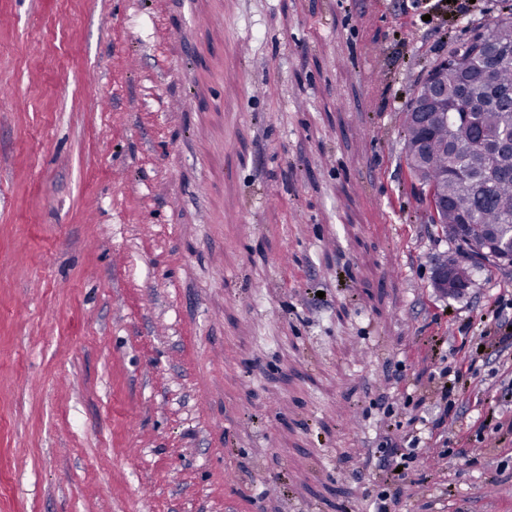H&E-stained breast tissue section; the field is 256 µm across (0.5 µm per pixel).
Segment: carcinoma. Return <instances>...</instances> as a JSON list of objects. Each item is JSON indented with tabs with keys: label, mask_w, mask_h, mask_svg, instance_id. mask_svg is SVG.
Listing matches in <instances>:
<instances>
[{
	"label": "carcinoma",
	"mask_w": 512,
	"mask_h": 512,
	"mask_svg": "<svg viewBox=\"0 0 512 512\" xmlns=\"http://www.w3.org/2000/svg\"><path fill=\"white\" fill-rule=\"evenodd\" d=\"M472 61L461 67L443 59L433 67L436 84H445L448 96L474 95L477 104L448 116L431 117V129L405 119V150L420 167L418 176L433 186L442 207V231L453 244L452 252L438 269L452 274L451 293L460 294L471 284L480 264L460 265L468 250L488 247L491 230H512V147L503 146L488 155L478 142L512 132V20L497 22L488 33L469 41Z\"/></svg>",
	"instance_id": "1"
}]
</instances>
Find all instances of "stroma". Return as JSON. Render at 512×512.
<instances>
[{
    "label": "stroma",
    "instance_id": "1",
    "mask_svg": "<svg viewBox=\"0 0 512 512\" xmlns=\"http://www.w3.org/2000/svg\"><path fill=\"white\" fill-rule=\"evenodd\" d=\"M512 0H0V512H512V270L449 242L407 103ZM475 359L444 409L441 364ZM420 430L421 429H416V432H412V434L408 435L407 439V436L402 437V441L399 442L396 440H392L391 438L388 439L384 444L385 447H382L388 449L387 455H385L383 459H380L383 464V467L389 468L391 465L395 463V466L391 469V472L395 471L399 467H403V470L408 469V467L410 466L409 463L414 462L417 458L413 450H415V448L428 447L425 446V443L422 441L423 438L420 436L422 431ZM401 442H403V444H401ZM421 443H423L422 446ZM402 446L411 448L412 451H410L409 453H399L398 461V448H402Z\"/></svg>",
    "mask_w": 512,
    "mask_h": 512
}]
</instances>
